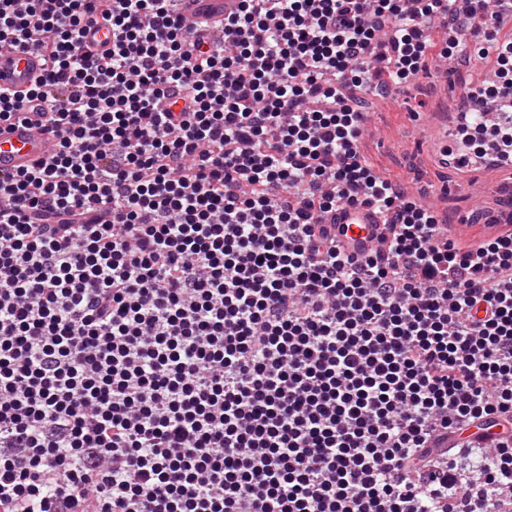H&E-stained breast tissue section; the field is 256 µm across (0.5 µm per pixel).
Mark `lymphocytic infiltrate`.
<instances>
[{"label":"lymphocytic infiltrate","instance_id":"f902f5d3","mask_svg":"<svg viewBox=\"0 0 512 512\" xmlns=\"http://www.w3.org/2000/svg\"><path fill=\"white\" fill-rule=\"evenodd\" d=\"M110 2L94 57V0H0L58 134L0 176V512H512V224L456 244L358 146L429 17L512 105L486 0H240L217 42ZM370 16L400 21L377 54ZM340 201L387 213L379 250L341 254ZM83 34L84 46L93 54H101L112 46V30L101 22L89 21Z\"/></svg>","mask_w":512,"mask_h":512}]
</instances>
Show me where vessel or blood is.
I'll return each instance as SVG.
<instances>
[{
    "mask_svg": "<svg viewBox=\"0 0 512 512\" xmlns=\"http://www.w3.org/2000/svg\"><path fill=\"white\" fill-rule=\"evenodd\" d=\"M238 0H179L180 10L189 19H200L202 12L213 18L224 16L225 9H233ZM83 43L92 53L100 54L112 45V30L98 22L84 27ZM44 73L41 56L31 49L0 52V89L25 93V118L22 121L0 125V174L7 175L25 170L49 156L56 148L58 137L54 126L43 117L40 100L29 98L27 92ZM436 160L440 167H454L471 171L480 169L490 175L512 171V162L495 158L469 161L455 152H449L447 135L438 138ZM324 223L346 226V233L337 235L340 250L352 257L367 255L385 230L379 213L369 206L338 204L335 212L325 215Z\"/></svg>",
    "mask_w": 512,
    "mask_h": 512,
    "instance_id": "1",
    "label": "vessel or blood"
}]
</instances>
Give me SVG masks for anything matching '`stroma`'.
I'll return each mask as SVG.
<instances>
[{"label": "stroma", "mask_w": 512, "mask_h": 512, "mask_svg": "<svg viewBox=\"0 0 512 512\" xmlns=\"http://www.w3.org/2000/svg\"><path fill=\"white\" fill-rule=\"evenodd\" d=\"M452 53L445 34L431 30L426 69L393 87L388 97H369L367 110L373 116L374 128L362 139L360 151L379 178L403 187L408 195L420 196L448 223H458L473 212L481 214L482 222L472 224L471 233L484 240L493 235L490 220L512 207V173L502 174L503 184L498 187L477 172L463 175L442 169L434 162L427 140L436 114L455 111L464 87L492 71L495 63L493 57L475 53L468 64L439 75L432 67L434 57Z\"/></svg>", "instance_id": "stroma-1"}]
</instances>
